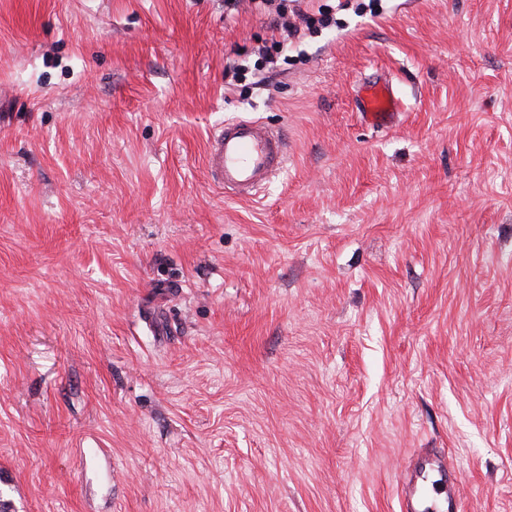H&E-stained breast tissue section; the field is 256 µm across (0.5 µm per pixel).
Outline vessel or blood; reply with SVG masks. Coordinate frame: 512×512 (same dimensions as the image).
<instances>
[{
  "label": "vessel or blood",
  "mask_w": 512,
  "mask_h": 512,
  "mask_svg": "<svg viewBox=\"0 0 512 512\" xmlns=\"http://www.w3.org/2000/svg\"><path fill=\"white\" fill-rule=\"evenodd\" d=\"M401 107V99L383 80L367 85L359 98L363 119L377 127L388 124ZM287 155L288 143L279 131L258 119H238L211 134L206 167L211 179L227 196L249 199L280 171ZM429 470L447 474V486L423 491L418 480ZM462 481V472L452 457L427 451L418 454L410 477L400 484L401 512H422L421 506L426 502L430 503L432 512H464Z\"/></svg>",
  "instance_id": "vessel-or-blood-1"
}]
</instances>
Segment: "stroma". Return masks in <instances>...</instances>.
I'll return each instance as SVG.
<instances>
[{"mask_svg":"<svg viewBox=\"0 0 512 512\" xmlns=\"http://www.w3.org/2000/svg\"><path fill=\"white\" fill-rule=\"evenodd\" d=\"M351 2L243 97L249 7L0 0V512H400L418 448L512 512V0ZM359 110L363 119L373 126H384L398 114L403 103L384 80H375L363 89ZM288 143L259 119L224 123L208 139L206 167L224 194L237 199L254 197L284 166Z\"/></svg>","mask_w":512,"mask_h":512,"instance_id":"stroma-1","label":"stroma"}]
</instances>
